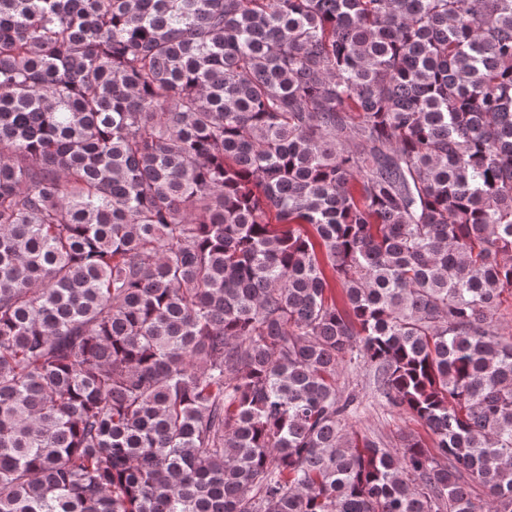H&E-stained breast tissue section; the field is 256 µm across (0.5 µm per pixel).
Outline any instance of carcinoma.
<instances>
[{"label": "carcinoma", "mask_w": 512, "mask_h": 512, "mask_svg": "<svg viewBox=\"0 0 512 512\" xmlns=\"http://www.w3.org/2000/svg\"><path fill=\"white\" fill-rule=\"evenodd\" d=\"M511 289L512 0H0V512H512ZM354 428L360 432L380 431L387 440L393 443L401 431L412 432L425 440H429L422 425L407 415L399 414L388 407H384L371 397H366L365 403L357 415Z\"/></svg>", "instance_id": "cac0c4a2"}]
</instances>
